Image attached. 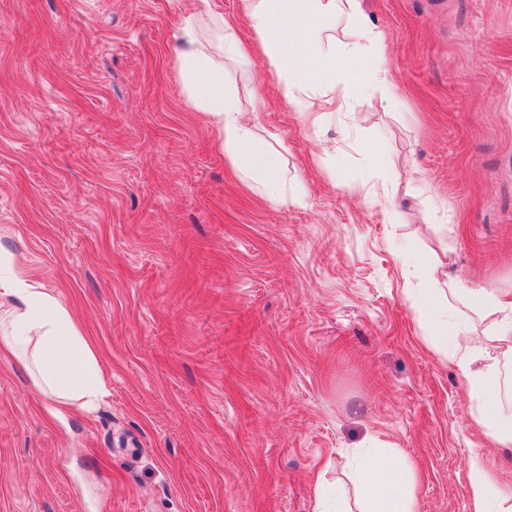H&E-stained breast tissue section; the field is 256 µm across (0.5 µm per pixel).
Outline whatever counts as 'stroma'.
<instances>
[{"instance_id": "35a3bbf8", "label": "stroma", "mask_w": 512, "mask_h": 512, "mask_svg": "<svg viewBox=\"0 0 512 512\" xmlns=\"http://www.w3.org/2000/svg\"><path fill=\"white\" fill-rule=\"evenodd\" d=\"M362 2L396 99L316 133L266 55L224 66L286 141L295 207L239 181L184 92L176 25L235 0H0V249L66 302L105 390L59 404L0 353V512H315L372 438L416 467L417 512H471L477 458L512 490L398 250L512 290V0ZM379 131L415 187L384 206Z\"/></svg>"}]
</instances>
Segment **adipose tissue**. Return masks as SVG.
I'll return each instance as SVG.
<instances>
[{
    "instance_id": "obj_1",
    "label": "adipose tissue",
    "mask_w": 512,
    "mask_h": 512,
    "mask_svg": "<svg viewBox=\"0 0 512 512\" xmlns=\"http://www.w3.org/2000/svg\"><path fill=\"white\" fill-rule=\"evenodd\" d=\"M361 0H236L232 16L211 18L210 32L221 58L245 63L239 34L248 22L257 45L270 58L283 98L320 128L331 113L349 110V95L380 93L391 99L395 85L387 67L381 32L360 20ZM345 21L352 41L336 46L331 29ZM176 55L189 98L208 112L224 153L240 180L263 194L303 207V189L287 190L280 159L287 144L277 133L258 140L244 110L227 95L224 72L205 52L196 15L180 21ZM0 273V351L30 373L33 387L54 400L92 410L104 395L97 355L65 302L42 285L23 279L5 260ZM423 284L407 289L418 312L422 336L436 352L457 365L474 400L472 420L497 447H512V300L494 289L473 288L453 278L447 262L422 264ZM466 298L474 311L491 318L493 345L459 342L470 325L457 317L452 299ZM353 496L335 485L318 484L317 512H416L419 476L398 449L377 441L347 451ZM472 512H512V496L473 461L470 480Z\"/></svg>"
}]
</instances>
